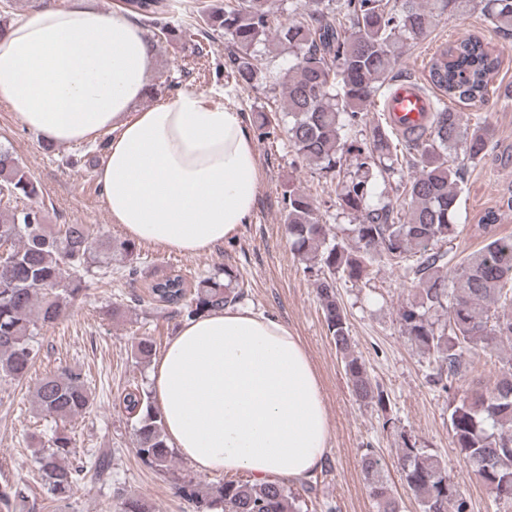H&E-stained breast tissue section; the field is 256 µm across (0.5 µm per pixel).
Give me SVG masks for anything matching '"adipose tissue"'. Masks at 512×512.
<instances>
[{
  "label": "adipose tissue",
  "mask_w": 512,
  "mask_h": 512,
  "mask_svg": "<svg viewBox=\"0 0 512 512\" xmlns=\"http://www.w3.org/2000/svg\"><path fill=\"white\" fill-rule=\"evenodd\" d=\"M146 29L96 0H45L0 32V104L57 145L107 138L103 205L128 238L195 256L237 236L262 172L246 117L191 92L139 108ZM150 388L170 445L201 472L310 476L331 425L319 375L281 320L229 305L184 322Z\"/></svg>",
  "instance_id": "1"
}]
</instances>
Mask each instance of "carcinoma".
Instances as JSON below:
<instances>
[{
    "label": "carcinoma",
    "instance_id": "carcinoma-1",
    "mask_svg": "<svg viewBox=\"0 0 512 512\" xmlns=\"http://www.w3.org/2000/svg\"><path fill=\"white\" fill-rule=\"evenodd\" d=\"M474 0H305L306 16L277 28L271 16L276 0H224L199 7V23L179 28L169 17L168 0H126L124 11L167 42L224 35L230 44L224 67L239 84L266 79L256 58L259 44L273 42L292 61L275 76L284 95L283 128L299 158L318 166L336 183V205L361 215L348 238H340L319 214L311 195L293 188L283 197V218L291 249L316 270L317 293L328 335L340 354L356 401L381 407L383 391L373 384L353 349L338 281L368 278L379 255L404 271L412 297L399 310L402 330L434 364L433 384L443 392L464 387L449 408L453 443L475 479L498 502L512 504V359L501 363L495 381L474 376L481 356L512 341V235L496 232L500 213L486 212L476 231L483 244L456 262L437 244L455 237L461 170L448 165L460 149L470 161L483 159L493 128L469 125L463 105L476 112L490 101H512V85L491 87L501 59L473 35L441 46L416 83L434 100L427 122L398 131L390 124L367 125L365 110L384 87L411 80L398 68V49L425 38L445 14L466 12ZM484 15L505 38H512V0H484ZM7 200L39 197L40 188L18 157L0 147V190ZM0 381L23 379L36 360L32 344L37 324H53L87 289L81 272L90 261L112 260V252L133 262L137 246L93 234L85 224L44 223L42 210L0 205ZM149 309H175L190 320L236 302L239 293L213 278L186 287V275L173 270L148 289ZM40 414L66 423L89 413L94 398L78 368L63 367L34 389ZM134 418L139 457L168 473L175 455L150 393L134 388L122 399ZM71 439L57 432L38 450L42 482L49 494L67 499L84 467L67 462ZM398 465L404 485L421 512H471L470 503L434 454L403 439ZM359 466L377 512H400V504L373 450ZM181 496L198 512H302L305 501L285 482L231 479L204 492L191 480L174 477Z\"/></svg>",
    "mask_w": 512,
    "mask_h": 512
}]
</instances>
